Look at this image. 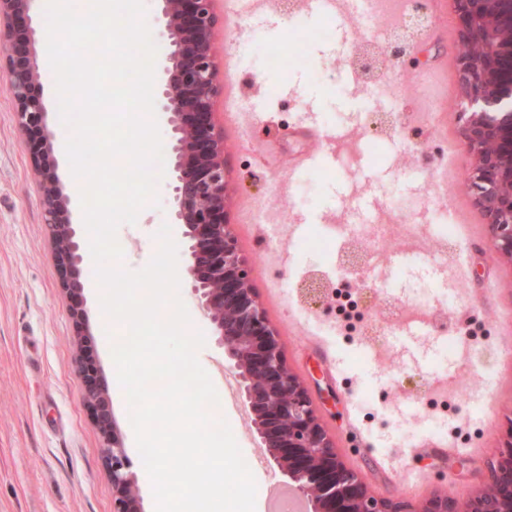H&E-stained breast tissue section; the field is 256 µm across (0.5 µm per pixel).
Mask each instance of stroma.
<instances>
[{
    "label": "stroma",
    "instance_id": "obj_1",
    "mask_svg": "<svg viewBox=\"0 0 512 512\" xmlns=\"http://www.w3.org/2000/svg\"><path fill=\"white\" fill-rule=\"evenodd\" d=\"M213 10V56L219 67L239 75L238 84L223 87L213 102L234 189L232 231L250 261L253 284L290 368L308 388L337 452L373 496L402 495L397 478L374 469L376 461L394 460L425 477V495L469 499L495 464L512 418V363L499 354L503 340L512 339V264L488 246V220L468 185L474 157L459 119V37L451 0L427 5L437 24L413 36L411 58L385 64V81L372 86L344 62L353 35L350 15L326 16L302 0L291 8L282 0L272 8L249 4L243 33L231 40L232 6L214 0ZM299 26L316 35L305 46V63L269 69L270 48L292 43ZM417 75L439 88L435 123H427L409 95ZM42 86L47 123L56 133L60 185L85 250L82 298L90 334L78 341L68 314L70 301L59 286L39 186L0 60V512H113L104 442L78 375L84 348L108 382L142 508L156 512L111 354L114 333H125L126 326L100 307L80 197L68 189L73 175L65 143L72 130L59 116L55 81L45 79ZM232 99L240 102L239 110H227ZM384 112L399 114L396 130L377 127ZM312 154L329 161L304 165ZM284 176L291 183L282 194L277 180ZM431 176L446 182L447 197L430 193ZM262 197L287 213L273 247L265 224L251 218L252 203ZM156 198L135 224L118 229L125 269L149 263L159 248L161 226L170 227L174 240L182 238L169 174L159 178ZM452 214L467 228L464 280L440 254L438 228ZM302 219L306 229L292 232V224ZM370 224L389 225L388 251L405 253L407 260L392 267L376 258L369 277L411 309L451 313L447 333L397 329L387 355L367 337L345 334L331 303L319 306L303 298L302 284L311 273L336 281L341 242ZM314 237L321 247L305 248ZM283 250L289 263L279 259ZM179 296L190 317L188 332L205 336L198 359L209 376H219L227 364L224 349L188 279H181ZM476 333L490 345L485 361L491 370L469 384L465 376ZM426 374L466 390V397L445 405L423 400Z\"/></svg>",
    "mask_w": 512,
    "mask_h": 512
}]
</instances>
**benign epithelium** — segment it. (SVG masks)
Instances as JSON below:
<instances>
[{
  "label": "benign epithelium",
  "mask_w": 512,
  "mask_h": 512,
  "mask_svg": "<svg viewBox=\"0 0 512 512\" xmlns=\"http://www.w3.org/2000/svg\"><path fill=\"white\" fill-rule=\"evenodd\" d=\"M36 2L0 0V51L8 62L19 127L39 178L59 284L73 300L69 315L82 336L87 314L77 297L83 256L56 164L49 159L55 133L46 120L35 64ZM160 2L169 44L155 111L173 133L174 204L187 242L186 273L240 379L259 447L296 484L307 512H512V419L497 465L463 505L437 493L418 504L395 496L378 499L338 455L308 389L288 365L253 286L249 260L230 231L224 139L213 112V99L221 89L211 52L217 22L213 0ZM452 2L466 103L460 115L465 117V138L474 155L470 186L488 219L490 248L512 263V0ZM79 375L87 409L104 440L114 512H142L131 462L110 413L106 380L87 356L79 362Z\"/></svg>",
  "instance_id": "benign-epithelium-1"
}]
</instances>
